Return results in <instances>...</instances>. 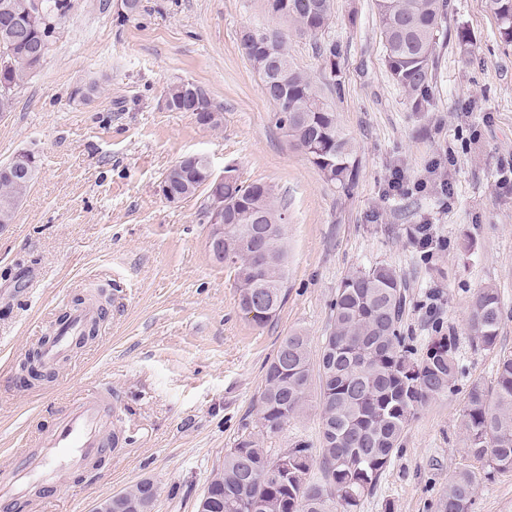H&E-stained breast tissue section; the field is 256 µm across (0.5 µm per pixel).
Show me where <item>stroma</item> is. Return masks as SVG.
<instances>
[{
	"label": "stroma",
	"instance_id": "stroma-1",
	"mask_svg": "<svg viewBox=\"0 0 512 512\" xmlns=\"http://www.w3.org/2000/svg\"><path fill=\"white\" fill-rule=\"evenodd\" d=\"M447 27L466 29L437 47L431 111L415 112L390 79L375 0H334L322 35L292 34L267 0H142L126 19L118 0H72L43 66L0 119V162L33 152L37 172L14 223L0 226V478L49 432L69 401L111 384L127 445L86 480L61 479L37 512H92L95 502L144 478L158 488L152 512H197L238 439L259 435L265 367L281 340L307 336L311 385L304 412L266 447L320 445V349L342 279L376 263L406 284L400 330L412 359L435 336L457 338L454 386L408 426L402 446L359 512H437L448 476L469 465L464 410L473 385L492 390L512 357V45L500 42L485 0H450ZM290 35L298 68L354 142L359 175L341 191L289 142L241 48L246 29ZM336 45L318 56L315 42ZM342 90H335L334 80ZM189 80L221 109L219 129L162 105ZM455 156L451 197L403 194L394 168L426 175ZM201 153L215 174L272 186L285 206L286 298L266 324L239 307L232 273L215 263L202 220L206 191L169 203L160 184L182 157ZM433 224L445 240L433 261L410 230ZM497 288L503 317L493 349L469 342V301ZM108 297L96 335L43 381L20 364L50 335L67 304L98 287ZM475 512H512V473L481 482Z\"/></svg>",
	"mask_w": 512,
	"mask_h": 512
}]
</instances>
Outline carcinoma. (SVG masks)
<instances>
[{"mask_svg":"<svg viewBox=\"0 0 512 512\" xmlns=\"http://www.w3.org/2000/svg\"><path fill=\"white\" fill-rule=\"evenodd\" d=\"M486 4L499 40L512 45V0ZM268 5L301 35L318 36L333 18V0H268ZM448 7V0H376L385 66L416 112L432 107L437 46L448 38ZM71 8V0H0V113L12 111L16 90L43 65L56 25ZM241 46L258 76L285 73L284 84L262 85L274 103L275 124L331 182L349 190L359 172L355 145L322 101L314 78L293 66L288 35L254 30L241 38ZM193 87L171 83L169 111H192ZM208 164L203 155L188 162L183 175L171 181L172 191L194 195ZM34 172L12 160L0 164V220L15 221ZM224 202V267L234 273L241 309L262 325L285 297L284 205L270 187L244 185L234 177L224 180ZM256 290L263 295L260 303L251 301ZM405 300L402 276L387 264L352 271L338 288L320 353L324 483L310 477L314 459L305 442L281 456L248 436L229 450L211 479L208 512H242L254 503L255 512H357L401 447L406 427L425 404L448 392L460 372L453 336L436 337L421 360L410 358L398 330ZM501 320L498 290L477 289L469 303L472 345L495 347ZM309 379L307 337L290 333L266 365L257 412L263 433H280L303 412ZM464 417L465 453L484 462L486 470H454L440 512H473L482 479L512 471V357L500 360L492 391L472 386ZM155 495L154 484L144 479L112 496V512H149Z\"/></svg>","mask_w":512,"mask_h":512,"instance_id":"carcinoma-1","label":"carcinoma"}]
</instances>
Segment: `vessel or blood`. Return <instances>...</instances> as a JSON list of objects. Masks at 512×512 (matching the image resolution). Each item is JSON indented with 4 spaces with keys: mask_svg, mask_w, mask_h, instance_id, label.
I'll use <instances>...</instances> for the list:
<instances>
[{
    "mask_svg": "<svg viewBox=\"0 0 512 512\" xmlns=\"http://www.w3.org/2000/svg\"><path fill=\"white\" fill-rule=\"evenodd\" d=\"M97 317V305L70 308L41 344V367L49 369L72 358ZM118 419V399L107 385L68 404L55 427L38 439L35 450L16 457L9 476L0 480V503L34 505L38 492L56 491L59 472L80 478L97 470L111 449L122 444Z\"/></svg>",
    "mask_w": 512,
    "mask_h": 512,
    "instance_id": "b4317fda",
    "label": "vessel or blood"
}]
</instances>
